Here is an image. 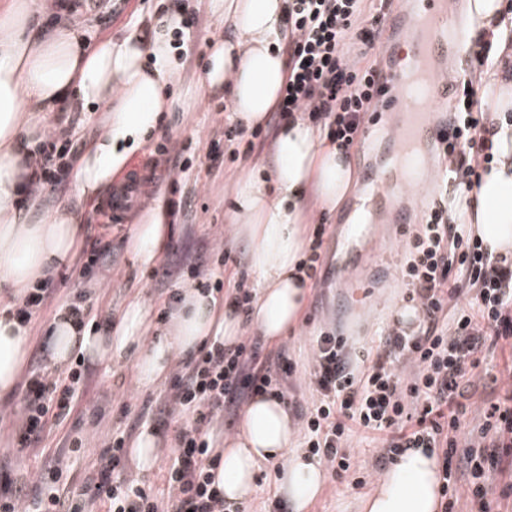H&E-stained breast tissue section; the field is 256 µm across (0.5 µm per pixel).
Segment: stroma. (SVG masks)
Wrapping results in <instances>:
<instances>
[{"mask_svg":"<svg viewBox=\"0 0 512 512\" xmlns=\"http://www.w3.org/2000/svg\"><path fill=\"white\" fill-rule=\"evenodd\" d=\"M165 11L176 15L178 28L187 33L182 47V71L175 84L167 88L169 96L186 100L187 105L160 125L145 152L135 155L143 164L142 195L137 207L116 218L109 210V198L84 202L70 185L62 190L43 191L21 205L33 217L59 205L77 207L83 218L84 236L107 244L114 260L112 277L100 288L81 275L82 258H75L63 270L64 280L52 303L31 322L28 358L41 365L50 363L46 338L49 324L60 304L75 299L78 292H88L96 312L109 310L116 315L130 297L138 294L149 302L156 315L164 306V293L191 286L190 271L194 268L225 282H240L248 288L254 285L249 270L250 244L233 237L225 213L243 169L257 166L267 173L274 169L271 144L277 127L273 120H266L251 152L234 157L226 154L218 162L209 163L205 157L208 145L223 138L224 126L234 113L227 108L226 94L198 88L211 44L231 33V23L212 12L209 0H112L105 12L96 7L94 0H80L73 12L60 13L54 19L45 11L37 21L45 28L55 20L72 22L86 31L88 40L95 41L108 36L118 39L132 29L145 28L156 14ZM166 140L174 149L182 150L187 167H173L159 152V144ZM349 154L357 191L336 210L324 213L328 233L322 249L321 280L309 286L299 328L282 341L295 364L287 384L288 397L306 408L318 398L310 377L317 336L324 332L342 336L354 355L376 351L395 312L407 304V290L397 267L399 259L391 254L389 245L394 240L406 245L416 232L415 226L403 228L387 223L381 216L366 240H357L352 232L351 215L357 209L358 194L370 191L366 176L382 162L384 143L376 141L368 151L355 144L350 146ZM174 187L179 189L183 204L167 247L154 267H131L126 241L133 224L158 198L169 197ZM163 269L169 270V277H160ZM85 372L87 391L64 425L49 432L45 453L18 447L14 412L19 400L14 397L0 401V465L8 467L13 478L50 470L60 459L64 462L60 487L82 493L92 464L112 434L120 432L125 439L135 438L136 415L146 406L159 410L158 398L168 386L164 380L151 388L138 386L134 365L129 361L109 367L90 363ZM125 403L130 406L126 415L121 412ZM77 435L82 436L84 447L73 453L69 440ZM367 492V487L355 486L352 474L331 471L307 512H360V502Z\"/></svg>","mask_w":512,"mask_h":512,"instance_id":"stroma-1","label":"stroma"}]
</instances>
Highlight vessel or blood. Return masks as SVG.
<instances>
[{
    "mask_svg": "<svg viewBox=\"0 0 512 512\" xmlns=\"http://www.w3.org/2000/svg\"><path fill=\"white\" fill-rule=\"evenodd\" d=\"M466 23V14L450 11L448 0H413L410 15L390 13L384 19L398 33L403 61L382 75V84L397 91L382 109L402 119L387 139L391 164L373 173L374 190L360 205L387 214L391 223H414L424 205L423 197L408 195L406 188L420 178L422 163L442 145L453 120L448 100L459 84L448 79L447 63L449 57L468 56Z\"/></svg>",
    "mask_w": 512,
    "mask_h": 512,
    "instance_id": "1",
    "label": "vessel or blood"
}]
</instances>
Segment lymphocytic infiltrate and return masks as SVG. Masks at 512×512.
Here are the masks:
<instances>
[{"label":"lymphocytic infiltrate","mask_w":512,"mask_h":512,"mask_svg":"<svg viewBox=\"0 0 512 512\" xmlns=\"http://www.w3.org/2000/svg\"><path fill=\"white\" fill-rule=\"evenodd\" d=\"M362 0H288L289 77L274 120L287 124L308 119L319 124L339 148L351 146L363 131L364 116L384 92L380 72L345 56L343 42L361 14ZM466 75L453 102L454 122L444 139L448 180L438 191L425 222L405 252L402 273L408 300L423 314L416 330L395 325L363 365H352L343 338L324 335L314 347L312 382L319 399L300 413L309 452L337 470L352 466L340 448L352 428L384 435L389 453L437 448L442 455L440 496L453 512L468 496L476 512H496L512 499V479L490 490L489 478L512 467V382L489 402L477 434L461 441L474 395L480 357L512 345V264L489 253L470 227L448 220V211L480 181L492 158L495 127L486 126L473 74L504 67L490 45L470 55ZM69 131L52 128L39 145L30 192L58 190L71 165ZM292 374L285 351L266 350L260 338L233 347L214 342L202 347L179 370L167 393L176 453L165 467L163 488L124 474V436L115 434L103 448L86 481V495L44 491V475L30 488L0 493V512H85L87 501L106 512H225L212 487L217 460L210 455L213 418L243 398H284ZM85 387L81 365L55 375L34 366L22 386L17 443L38 445L47 428L62 425ZM34 510H27L26 501Z\"/></svg>","instance_id":"1"}]
</instances>
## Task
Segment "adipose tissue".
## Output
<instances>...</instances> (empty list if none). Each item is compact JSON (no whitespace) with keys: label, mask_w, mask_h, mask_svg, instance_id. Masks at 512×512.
<instances>
[{"label":"adipose tissue","mask_w":512,"mask_h":512,"mask_svg":"<svg viewBox=\"0 0 512 512\" xmlns=\"http://www.w3.org/2000/svg\"><path fill=\"white\" fill-rule=\"evenodd\" d=\"M285 0H211L231 19L235 35L213 43L201 89L228 91L244 125L266 120L287 76V59L276 43L284 26ZM47 0H5L0 5V400L11 396L28 354L30 325L15 312L30 288L70 265L84 242L80 215L66 206L28 222L20 211L32 179L34 152L45 129L40 115L69 106L103 111L100 134L78 154L72 171L76 192L99 199L112 188L129 156L143 149L169 103L163 91L175 77L179 56L168 33L174 16L154 19L149 34L135 29L122 39L92 43L71 26L47 31L33 18ZM469 45L490 34L493 52L512 56V13L501 0H470ZM482 102L500 131L494 158L479 187L457 205L490 252L512 257V79L494 69L481 73ZM275 169L264 179L247 172L232 192L235 237L249 241L255 281L251 321L267 340L279 341L299 325L308 293L299 263L304 252V192L313 189L323 209L334 210L354 187L349 157L318 128L299 120L273 141ZM171 226L163 205L146 209L130 233L126 251L139 267L153 264L166 247ZM149 306L130 300L115 328L92 334L59 312L50 324L53 366L74 355L109 365L133 359L140 386H153L174 356L204 342L237 343L242 325L227 300L199 290L181 291L168 327L149 331ZM296 425L285 402L252 398L240 431L224 438L214 486L226 504L245 503L260 465H278L276 480L295 512H306L322 490L321 462L295 449ZM439 462L424 448L405 452L361 501L362 512H439Z\"/></svg>","instance_id":"obj_1"}]
</instances>
